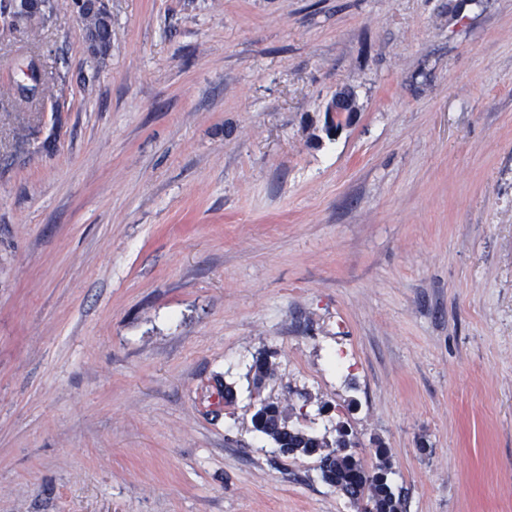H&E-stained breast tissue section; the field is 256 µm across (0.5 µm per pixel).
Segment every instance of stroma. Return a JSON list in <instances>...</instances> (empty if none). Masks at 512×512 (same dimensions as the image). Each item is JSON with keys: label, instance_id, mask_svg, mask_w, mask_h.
<instances>
[{"label": "stroma", "instance_id": "35a3bbf8", "mask_svg": "<svg viewBox=\"0 0 512 512\" xmlns=\"http://www.w3.org/2000/svg\"><path fill=\"white\" fill-rule=\"evenodd\" d=\"M109 8L102 62L70 0L0 34L66 77L0 95V512H356L263 400L512 512V0ZM36 80L40 81L39 90L37 95L29 96L24 93H22V87L18 86L16 88H10L8 94V97H11L16 103H19V105H24L25 107H28L29 104H32L34 99L39 97H46L48 95L52 96L54 94V89L58 84H62L65 76L61 75H51L45 78H42L41 74L35 76ZM317 437L306 432H294L280 436L282 454L294 455L307 452L309 448H320L317 444Z\"/></svg>", "mask_w": 512, "mask_h": 512}]
</instances>
